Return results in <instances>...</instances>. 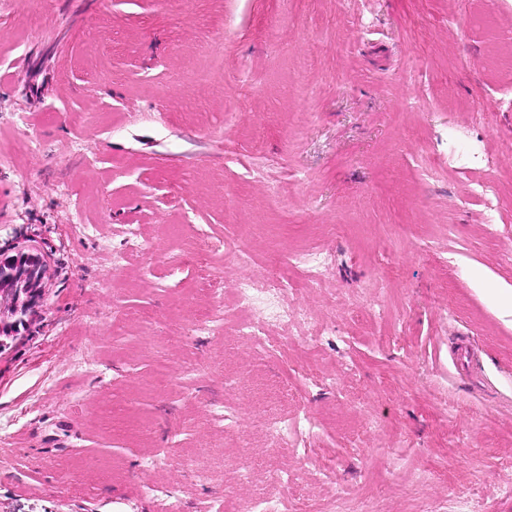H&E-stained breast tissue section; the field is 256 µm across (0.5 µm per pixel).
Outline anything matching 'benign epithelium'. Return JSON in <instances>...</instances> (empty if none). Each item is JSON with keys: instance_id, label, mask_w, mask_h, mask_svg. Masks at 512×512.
Segmentation results:
<instances>
[{"instance_id": "benign-epithelium-1", "label": "benign epithelium", "mask_w": 512, "mask_h": 512, "mask_svg": "<svg viewBox=\"0 0 512 512\" xmlns=\"http://www.w3.org/2000/svg\"><path fill=\"white\" fill-rule=\"evenodd\" d=\"M0 267L4 271L0 278V343L6 346L25 318L40 306L42 289L32 288L30 284L43 272H26L24 262L15 253L1 252Z\"/></svg>"}]
</instances>
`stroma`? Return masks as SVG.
<instances>
[{
    "label": "stroma",
    "instance_id": "1",
    "mask_svg": "<svg viewBox=\"0 0 512 512\" xmlns=\"http://www.w3.org/2000/svg\"><path fill=\"white\" fill-rule=\"evenodd\" d=\"M508 53L512 0L0 11V248L47 265L0 352V512H234L278 469L294 512H512ZM228 191L249 266L207 247L237 236ZM298 247L335 294L293 272L308 332L194 331L204 277L228 297Z\"/></svg>",
    "mask_w": 512,
    "mask_h": 512
}]
</instances>
